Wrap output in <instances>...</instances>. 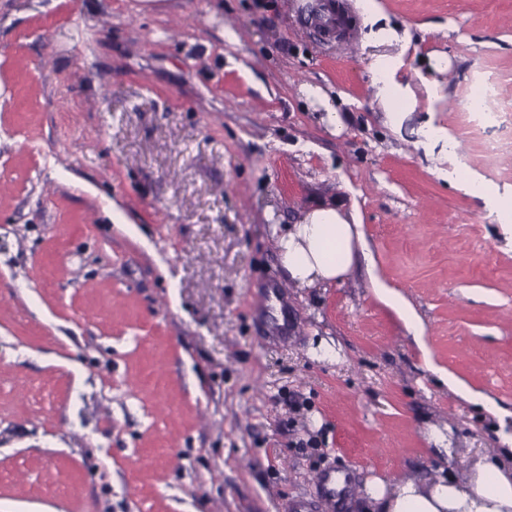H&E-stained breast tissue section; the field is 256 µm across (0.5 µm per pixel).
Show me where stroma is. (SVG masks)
Instances as JSON below:
<instances>
[{"label":"stroma","mask_w":512,"mask_h":512,"mask_svg":"<svg viewBox=\"0 0 512 512\" xmlns=\"http://www.w3.org/2000/svg\"><path fill=\"white\" fill-rule=\"evenodd\" d=\"M340 3L322 39L300 0H0V512H281L335 465L363 512L502 452L512 424L440 375L512 410V0ZM330 201L374 264L287 287L276 240ZM374 78H375L376 82L380 85L379 91H380L381 97L388 104L389 110L391 111V113H389V114H392V115L399 114V113H396L393 109L395 100L390 92V84L396 91L400 90V88L394 82L390 66L387 62H381L376 67V69L374 71ZM475 90L471 101V112L481 118H490L494 112H490L493 87L491 82L483 75L474 81Z\"/></svg>","instance_id":"stroma-1"}]
</instances>
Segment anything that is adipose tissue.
Here are the masks:
<instances>
[{
	"instance_id": "adipose-tissue-1",
	"label": "adipose tissue",
	"mask_w": 512,
	"mask_h": 512,
	"mask_svg": "<svg viewBox=\"0 0 512 512\" xmlns=\"http://www.w3.org/2000/svg\"><path fill=\"white\" fill-rule=\"evenodd\" d=\"M357 213L322 203L289 225L277 240L288 281L300 288L341 281L357 262ZM507 456L487 455L465 478L444 471L427 478L377 482L367 489L366 512H512V478Z\"/></svg>"
}]
</instances>
